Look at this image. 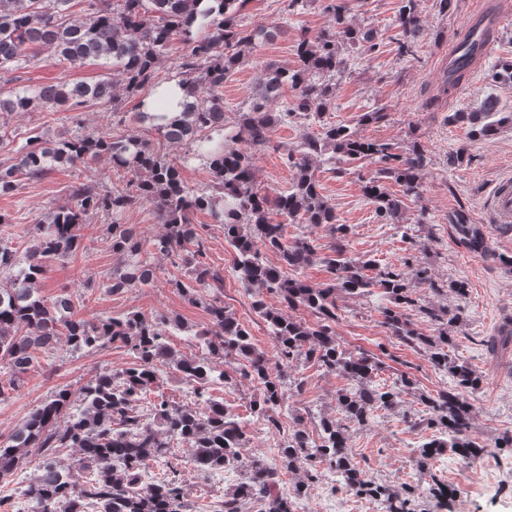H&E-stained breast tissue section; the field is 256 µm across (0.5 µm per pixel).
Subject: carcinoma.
I'll list each match as a JSON object with an SVG mask.
<instances>
[{
    "label": "carcinoma",
    "mask_w": 512,
    "mask_h": 512,
    "mask_svg": "<svg viewBox=\"0 0 512 512\" xmlns=\"http://www.w3.org/2000/svg\"><path fill=\"white\" fill-rule=\"evenodd\" d=\"M70 0H0V74H14L29 66L33 50L48 47L72 67L112 64V73L94 84L84 82L49 84L29 91L0 95V114L82 107L94 101H114V88L139 97V118L153 123L158 133L174 144L188 146L187 153L169 160L141 139L111 131L63 139L55 147L43 145L34 136L18 162H0V192L12 191L17 176L43 179L56 163L71 167L102 157L112 162L116 173L131 175L121 190H101L93 183L75 181L70 186L71 204L38 222L39 243L23 258L0 238V399L18 388L22 376L39 355L54 348L60 336L74 351H93L106 343H119L134 358L121 370L102 368L79 389L61 388L28 415L24 424L0 442V483L8 479L21 459L35 450L47 459L42 474L23 490L27 512H188L173 448L186 449L197 469L204 473L234 468L241 449L249 443L247 421L231 411L224 401L209 394L201 383L215 371L217 361L234 365L218 379L233 380L232 373L251 380L261 390L250 413L280 429L288 403L285 368L305 359L323 372L357 384V389L336 393L341 418L319 419V441L311 439L301 420L288 431L278 448L277 461L256 457L244 477L224 496V512H242L251 500L261 498L268 512H298L317 466L329 465L336 484L357 497L382 498L387 512H414L412 497L417 487L398 490L369 478L352 462L349 426L365 428L376 411H393L402 395L414 388L403 374L390 385H375L379 360L364 352L344 348L336 338L340 294L365 298L383 294L390 305L381 311L382 324L399 342L426 353L434 369L453 380L454 386L437 395H420L425 418L419 424L434 430L424 437L419 454L422 463L447 451L461 459L480 456L485 447L470 437L473 423L468 396L479 391L484 379L471 366L448 355V324L460 320V310L433 307L419 302L418 289L441 295L445 285L432 279L426 268L407 275L390 266L375 267L367 260L355 264L346 257L348 225L338 223L334 209L317 190L312 170L318 157L331 150L349 162L365 159L381 164L363 186L364 195L378 215L390 224L399 221L405 200L420 195L421 172L427 155L415 144L402 150L389 140H362L346 126H328L318 135L303 134L299 149L287 154L286 164L295 170L292 185L270 197L255 185V153L270 143L274 127L295 118H319L331 104L336 75L345 71L341 49H376L374 37L347 18V0H324L323 10L332 17L330 29L311 38L301 33L294 45L295 65L270 69L259 90L239 114L236 128L224 118V83L245 63V48L270 34L262 28L248 29L241 11L246 0H85V14L74 19ZM396 13L401 29L397 52L412 56L424 35L416 0H398ZM183 45L178 57L181 112L145 111L149 89L162 87L157 67L173 41ZM468 67L456 59L448 62L444 91L457 87ZM295 88L292 103L277 107L284 85ZM453 122L471 126V133L488 139L508 118H499L494 106L484 112H455ZM197 160L209 172V182L190 188L182 167ZM391 181L400 192L386 187ZM154 205L164 231L151 239L136 236L123 224L109 227L112 252L127 257L125 270L105 283L108 292L143 288L156 279L152 258L156 254L184 252L190 275L172 281V286L193 305L203 307L208 326L195 331L191 343L198 353L176 356L166 341L167 319H150L130 312L122 318L84 317L68 294L47 299L37 281L55 262L72 258L81 245V227L98 212L123 213L143 202ZM206 212L213 223L224 225V239L233 250V272L251 287L252 306L270 327L273 355L258 349L249 330L224 307V269L204 261L206 253L192 215ZM276 213L322 229L329 238L328 253L310 237H286L285 223L273 222ZM448 223L458 243L467 250L490 254L481 224H472L457 210ZM278 258L274 264L267 254ZM320 261L330 270V282L319 288L309 285L303 271ZM272 296L282 306L305 307L316 322L293 318L266 302ZM402 308H411L441 326L438 335L425 336L403 320ZM512 344V325L503 324L483 340L490 355ZM173 366L194 390L198 405H180L159 395L142 414L135 403L147 399L159 372ZM62 448L76 456L66 467L52 461ZM150 462L167 466L148 486L142 477ZM300 474L288 490L279 488L284 473Z\"/></svg>",
    "instance_id": "obj_1"
}]
</instances>
